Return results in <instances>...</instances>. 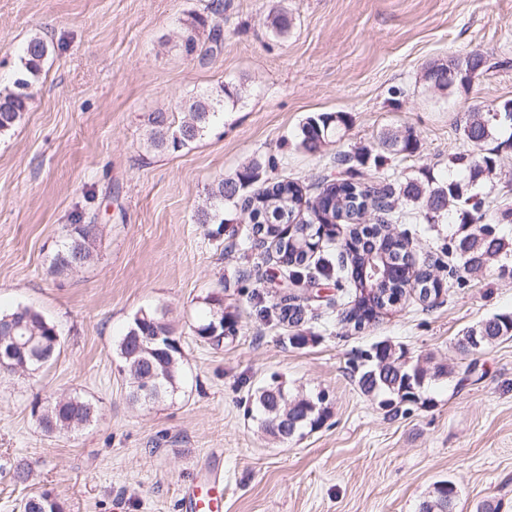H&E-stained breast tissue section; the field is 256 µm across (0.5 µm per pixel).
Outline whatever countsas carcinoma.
<instances>
[{"label":"carcinoma","mask_w":512,"mask_h":512,"mask_svg":"<svg viewBox=\"0 0 512 512\" xmlns=\"http://www.w3.org/2000/svg\"><path fill=\"white\" fill-rule=\"evenodd\" d=\"M49 54V45L40 37L31 38L23 48L20 65L12 81L13 88L0 90V135L7 134L20 122L27 111L30 99L29 89L42 71V64ZM485 66L484 57L472 53L462 60H450L446 64L430 66L425 79L434 87L448 88V72L454 73V82L461 85L469 82L474 74ZM237 88L222 84L219 89L190 99L188 118L171 130L169 117L165 112H154L149 116L152 127L151 142L163 150L180 151L202 137L215 120L224 113L225 100L239 98ZM344 121L340 114L322 113L307 119L300 128V146L308 152H318L331 142L336 134L337 124ZM512 129V116L504 112L495 116L478 109L471 110L463 117V136L478 149L477 157L471 159L463 154L453 159V164L468 170V180L451 179L435 186H422L415 182L399 183L388 180L377 187H367L347 179L324 180L321 191L312 201L317 220L298 219L299 206L303 198L302 188L294 181L282 179L260 182L261 165L251 161L235 176L227 177L212 184L207 190L209 205L197 211L196 223H224V203H238L244 186L260 183L252 197L260 201L262 211L258 223L251 225L248 242L267 243L273 247L281 263L288 268V280L293 284L316 285L321 281L340 280L351 266H361L370 253L378 255L387 270V284L380 294H364L362 282L349 279L359 296L354 306L344 316V321L359 329L376 318L382 310L400 301L411 289L419 301L432 307L434 299L428 292L436 288V280L427 268L416 266L409 239L404 234L390 232L387 221L382 220L371 226L358 227L359 218L366 209L383 215L395 213L396 198L402 196L419 204L418 217L427 224H436L444 216L448 199L457 202L455 215L448 216V223L461 226L479 225L478 233L466 234L455 244V255L460 268L472 272L494 264L501 254L509 251L505 237L486 223L489 201L476 190L481 182H492L501 175L496 149L488 143L497 139L500 131ZM380 144L396 152L410 151L413 135L406 131L402 135H385ZM354 225L350 239L338 246L337 260L329 257H315L311 244L320 237L333 244L336 241L335 228L338 223ZM99 235L97 224L71 225L69 238L63 249L53 259V268L58 271L71 269L87 263L92 257L91 245ZM299 297L292 295L288 304L280 308L279 319L297 325L304 320V308L297 303ZM206 310L202 313L194 333L201 339L220 342L226 336L236 333L233 314L224 311V300L217 295L205 298ZM18 326L17 335L36 337L35 344L42 350L56 355L60 343L56 342V326L38 311L17 306L9 312H0V324ZM172 333L164 315L156 312H142L133 319L127 331L117 344L120 371L129 379V396L134 401L144 400L140 395V379L154 372L159 377V386L150 400L156 401L174 393L180 382L181 350L174 347L167 353L151 352L152 346L138 341L140 336H150L155 329ZM512 338V312L495 314L475 327L466 330L458 339V349L466 354H476L497 340ZM10 373L34 372L44 366L31 357V348H15L10 360ZM428 370L419 365H408L401 361L390 346H374L363 357L358 383L366 393L379 392L384 396L381 404L391 411L399 410L406 402L419 399V390L424 386ZM326 395L318 393L314 398H290L282 394L280 386L266 385L255 390L252 405L257 419L263 424L278 422L286 430L266 428V432L285 440L302 430L314 431L327 418ZM94 404L78 395L68 397L67 402L55 400L38 410L37 421L46 433L71 431L90 422L95 416ZM455 496L445 495L436 489L429 499L422 502L419 512H452ZM23 512H63L62 504L49 491L31 493L22 503Z\"/></svg>","instance_id":"1"}]
</instances>
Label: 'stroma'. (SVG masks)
<instances>
[{
  "label": "stroma",
  "mask_w": 512,
  "mask_h": 512,
  "mask_svg": "<svg viewBox=\"0 0 512 512\" xmlns=\"http://www.w3.org/2000/svg\"><path fill=\"white\" fill-rule=\"evenodd\" d=\"M211 0H0V88L11 84L32 37L50 47L29 108L0 136V309L25 305L54 323L60 353L33 374L0 377V512L48 490L64 512H181V490L210 470L224 474V512H419L436 482L457 488L455 512L482 501L512 512V339L464 357L468 327L512 311V252L457 280L448 265L455 225L392 224L407 232L418 264L444 283L433 307L414 293L357 330L343 323L348 294L313 288L303 323L262 316L287 295L274 255L250 246L249 215L224 224L195 213L215 180L257 160L267 181H297L314 199L321 177L365 185L455 175L472 153L465 112L512 99V0H223L224 41L187 55ZM287 14L276 34L270 21ZM480 52L487 65L445 91L428 67ZM229 83L241 98L214 128L177 152L154 149L147 119L180 123L190 96ZM338 113L333 143L304 151L307 118ZM411 131L412 153L382 151L345 170L340 152ZM95 215L92 259L55 274L71 216ZM235 315V335L207 342L191 330L208 295ZM164 313L179 337L177 391L136 403L116 343L136 313ZM303 344H289L294 335ZM431 371L398 414L363 393L356 367L375 345ZM449 375L436 376L437 367ZM277 382L289 395L325 393L317 430L281 441L247 413L251 394ZM80 395L95 419L48 434L34 405ZM29 463L27 485L15 484Z\"/></svg>",
  "instance_id": "1"
}]
</instances>
